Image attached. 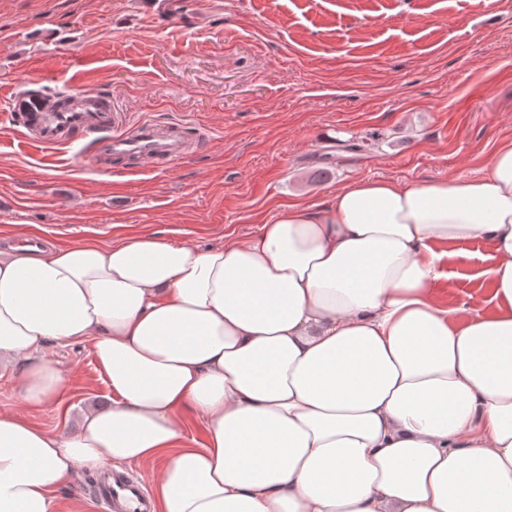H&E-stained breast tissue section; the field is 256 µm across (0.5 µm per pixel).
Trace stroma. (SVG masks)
<instances>
[{
    "mask_svg": "<svg viewBox=\"0 0 512 512\" xmlns=\"http://www.w3.org/2000/svg\"><path fill=\"white\" fill-rule=\"evenodd\" d=\"M78 77L126 126L183 122L191 155L111 174L73 147H22L7 94ZM509 145L512 0H0V241L218 248L355 180L481 176ZM439 249L434 303L482 306L490 242ZM47 354L61 406L27 407L6 373L0 414L77 429L107 395L92 346Z\"/></svg>",
    "mask_w": 512,
    "mask_h": 512,
    "instance_id": "stroma-1",
    "label": "stroma"
}]
</instances>
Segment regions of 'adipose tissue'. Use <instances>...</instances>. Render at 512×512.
<instances>
[{"mask_svg":"<svg viewBox=\"0 0 512 512\" xmlns=\"http://www.w3.org/2000/svg\"><path fill=\"white\" fill-rule=\"evenodd\" d=\"M484 239L491 311L434 304L438 243ZM92 341L110 393L76 431L0 415V512H58L80 469L159 466L160 512H512V146L484 175L360 180L245 242L0 250V370L62 396ZM206 444L180 445L179 412Z\"/></svg>","mask_w":512,"mask_h":512,"instance_id":"obj_1","label":"adipose tissue"}]
</instances>
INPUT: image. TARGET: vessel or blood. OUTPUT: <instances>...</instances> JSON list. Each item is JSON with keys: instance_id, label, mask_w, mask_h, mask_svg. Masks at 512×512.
Wrapping results in <instances>:
<instances>
[{"instance_id": "obj_1", "label": "vessel or blood", "mask_w": 512, "mask_h": 512, "mask_svg": "<svg viewBox=\"0 0 512 512\" xmlns=\"http://www.w3.org/2000/svg\"><path fill=\"white\" fill-rule=\"evenodd\" d=\"M9 107L24 144L52 148L76 143L97 165L131 157L166 166L187 157L180 123L145 120L134 129L116 130L109 100L91 88L60 96L55 103L29 90L16 91ZM103 476L106 490L99 502L104 512H154L145 482L112 467Z\"/></svg>"}]
</instances>
